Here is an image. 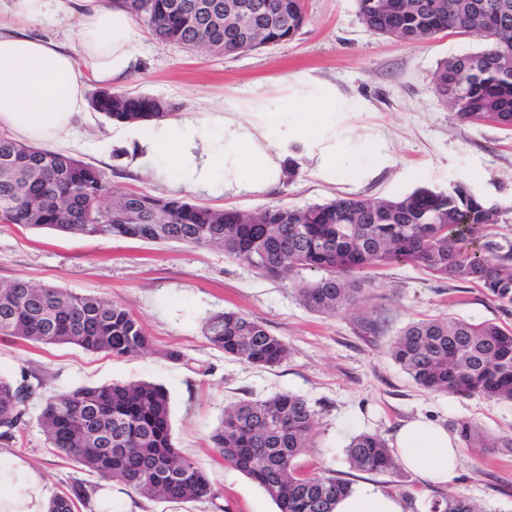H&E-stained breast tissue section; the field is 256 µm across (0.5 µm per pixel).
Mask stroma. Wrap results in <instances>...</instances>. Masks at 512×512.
<instances>
[{"instance_id":"obj_1","label":"stroma","mask_w":512,"mask_h":512,"mask_svg":"<svg viewBox=\"0 0 512 512\" xmlns=\"http://www.w3.org/2000/svg\"><path fill=\"white\" fill-rule=\"evenodd\" d=\"M143 34L135 68L115 82V90L172 99L182 119L234 106L259 121L266 95L273 94L282 108L272 121L333 120L336 144L353 161L326 181L313 175L298 143L282 162L293 177L270 188L234 194L219 175L209 190L185 189L182 197L216 209L251 210L336 197L389 198L464 182L499 203L495 231L512 241V136L489 123L458 121L433 84L439 61L483 48L482 38L440 34L416 45L399 43L365 26L356 0H305V22L291 40L237 56L167 43L148 28ZM323 89L335 95V109L319 99ZM75 126L72 138L46 142V149L97 166L124 190L172 195L167 164L140 167L134 151L118 140L117 123L87 111ZM370 276L373 285L357 306L328 316L309 309L292 280L259 276L220 248L0 224V280L22 278L118 302L140 319L156 348L117 358L76 345L0 337V376L29 388L15 439L0 440V463L19 459L36 468L53 497L84 486L91 498L79 512H279L257 483L224 463L210 437L225 407L290 392L304 397L315 414L317 446L306 457L314 466L351 485L369 482L398 494L408 512L450 496L474 503L479 512H512V448L465 450L457 476L443 487L400 466L379 473L351 467L346 447L353 436L371 433L390 443L403 422L420 415L445 426L468 420L512 438V404L426 390L388 354L392 337L412 320L451 314L512 326V303L408 262ZM228 310L258 319L283 338L287 360L257 367L213 347L204 322ZM363 316L380 324L379 335H361ZM170 350L179 351L180 360L167 358ZM118 381H147L167 391L173 442L207 475L213 497L187 504L149 499L48 447L41 413L51 397Z\"/></svg>"}]
</instances>
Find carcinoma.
I'll return each mask as SVG.
<instances>
[{
	"instance_id": "carcinoma-1",
	"label": "carcinoma",
	"mask_w": 512,
	"mask_h": 512,
	"mask_svg": "<svg viewBox=\"0 0 512 512\" xmlns=\"http://www.w3.org/2000/svg\"><path fill=\"white\" fill-rule=\"evenodd\" d=\"M168 43L232 55L286 42L305 18L304 0H248L263 9V27L245 33L238 17L214 25L184 8L187 0H112ZM361 22L404 44L440 33L478 35L488 46L452 56L434 73L440 100L462 123L486 122L512 132V0H356ZM91 108L117 123L166 120L180 105L160 97L100 90ZM0 223L83 236H112L219 246L261 276L286 279L304 271L321 278L296 282L304 304L333 315L355 306L372 281L363 273L411 262L440 279L471 284L512 303V244L490 239L499 223L491 199L458 182L446 191L420 188L390 198L338 197L302 208L267 205L217 210L183 198L124 191L98 167L0 133ZM214 347L248 364L276 367L288 344L259 320L239 312L210 317ZM0 336L44 345L73 344L117 357L155 352L143 327L123 305L22 279L0 281ZM390 355L419 385L438 393L512 402V328L454 316L407 324ZM25 393L0 377V439L14 438ZM41 422L47 442L83 470L110 477L134 492L172 503L214 495L208 477L175 447L169 398L159 385L113 382L51 398ZM314 411L290 392L243 399L224 410L213 447L224 462L257 482L279 512H332L352 491L334 475L299 463L316 447ZM467 448H511L467 420L451 425ZM363 472L397 466L386 441L363 433L347 446ZM82 487L53 497L48 512H77L89 502ZM431 512H476L462 499Z\"/></svg>"
}]
</instances>
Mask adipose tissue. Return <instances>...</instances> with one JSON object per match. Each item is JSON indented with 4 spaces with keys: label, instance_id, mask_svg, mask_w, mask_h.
<instances>
[{
    "label": "adipose tissue",
    "instance_id": "1",
    "mask_svg": "<svg viewBox=\"0 0 512 512\" xmlns=\"http://www.w3.org/2000/svg\"><path fill=\"white\" fill-rule=\"evenodd\" d=\"M13 27L0 29V127L30 140H57L71 134L75 117L87 110V82L110 83L132 69L142 34L133 17L108 0H11ZM58 14L78 19L70 50L22 34V27ZM224 127V149L209 148L215 125ZM121 138L136 148L145 166L166 159L177 184L208 189L216 171L224 187L253 192L275 184L280 161L295 143L317 160V173L329 177L349 166L350 157L336 146V128L327 123L310 135L299 123L277 131L228 114L205 111L172 126L163 122L123 127ZM462 443L457 434L419 417L396 435V457L406 470L432 485H443L458 470ZM49 500L38 471L23 462L0 469V512H48ZM333 512H405L403 501L371 484L337 500Z\"/></svg>",
    "mask_w": 512,
    "mask_h": 512
}]
</instances>
